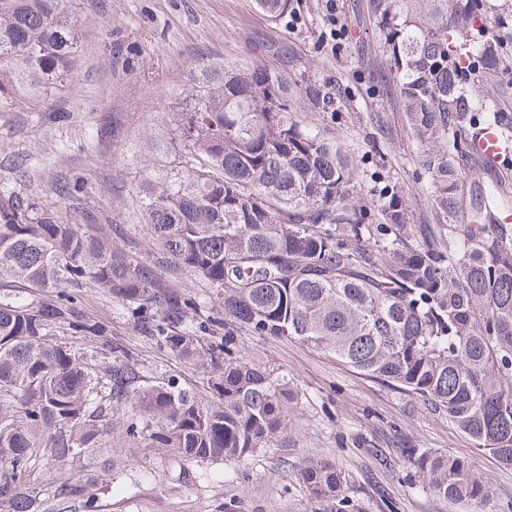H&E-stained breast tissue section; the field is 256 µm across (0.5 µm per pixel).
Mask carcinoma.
<instances>
[{
	"label": "carcinoma",
	"mask_w": 512,
	"mask_h": 512,
	"mask_svg": "<svg viewBox=\"0 0 512 512\" xmlns=\"http://www.w3.org/2000/svg\"><path fill=\"white\" fill-rule=\"evenodd\" d=\"M389 0L382 16L387 73L424 148L431 224H408L398 190L366 223L355 169L340 148L291 116L288 77L264 65H198L203 92L178 113L181 150L159 178L135 187L153 247L120 246V224L85 223L34 193L0 188V512L95 508L118 465L116 449L163 448L182 464L241 462L290 447L298 394L284 376L233 355L236 336L297 339L359 374L448 415L479 449L512 468V207L508 189L472 177L464 161L490 128L512 154V112L480 92L502 77L495 46L473 35L483 0H417L419 27ZM75 0H0V101L46 94L73 69ZM271 18L291 0H257ZM301 97L320 112L331 93ZM190 278L205 297L179 290ZM81 288L123 303L145 331L207 373L205 395L174 378L152 381L111 346L101 371L50 341L66 325L110 333L76 304ZM215 311L224 341L205 344L198 308ZM419 487L476 506L490 499L470 461L403 448ZM74 473L27 481L36 462ZM312 512H365L353 477L327 457L299 468Z\"/></svg>",
	"instance_id": "1"
}]
</instances>
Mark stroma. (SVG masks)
<instances>
[{"label": "stroma", "mask_w": 512, "mask_h": 512, "mask_svg": "<svg viewBox=\"0 0 512 512\" xmlns=\"http://www.w3.org/2000/svg\"><path fill=\"white\" fill-rule=\"evenodd\" d=\"M376 2L293 0L290 13L273 19L255 0H79L82 46L63 90L0 106V184L36 193L77 219L88 210L116 221L128 242L147 245L134 187L158 175L160 157L176 147L175 120L197 89L196 66L261 63L334 94V111L301 107L293 117L353 160L366 208L390 185L401 191L412 223H430L419 192L423 149L381 77L386 53ZM111 30L120 34L115 50ZM19 157L37 180L16 179L12 161ZM61 178L78 184L79 205L54 193ZM77 304L107 323L110 343L137 355L149 376L201 384L200 368L161 348L121 302L85 288ZM237 343L248 363L286 376L300 391L302 407L291 422L294 447L266 448L239 464L191 465L163 449L142 448L100 494L95 512H310L296 472L313 456L332 459L353 477L354 494L368 512H381L373 495L378 485L390 493L395 512H477L422 491L399 461L405 441L467 458L492 493L484 512H512V469L476 448L446 415L301 341L243 333ZM359 435L375 441L376 449L357 447ZM377 449L395 466L381 467Z\"/></svg>", "instance_id": "stroma-1"}]
</instances>
